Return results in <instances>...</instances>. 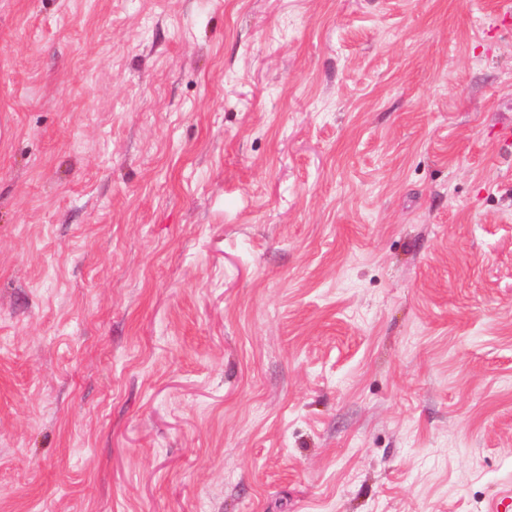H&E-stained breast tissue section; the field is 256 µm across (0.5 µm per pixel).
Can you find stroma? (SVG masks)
Masks as SVG:
<instances>
[{"label":"stroma","mask_w":512,"mask_h":512,"mask_svg":"<svg viewBox=\"0 0 512 512\" xmlns=\"http://www.w3.org/2000/svg\"><path fill=\"white\" fill-rule=\"evenodd\" d=\"M512 15L0 0V512H512Z\"/></svg>","instance_id":"35a3bbf8"}]
</instances>
